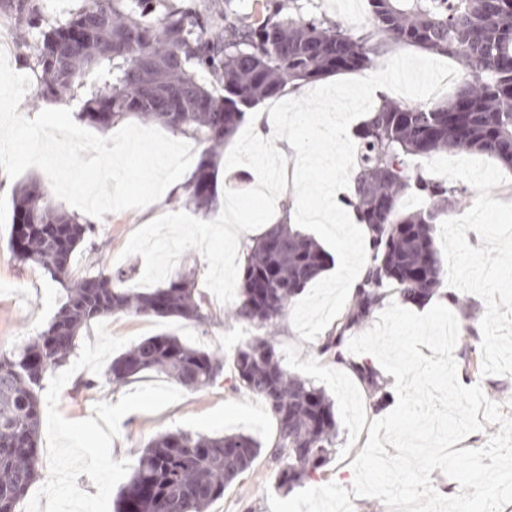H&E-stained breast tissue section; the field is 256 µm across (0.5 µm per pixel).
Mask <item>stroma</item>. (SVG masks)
<instances>
[{"instance_id":"stroma-1","label":"stroma","mask_w":512,"mask_h":512,"mask_svg":"<svg viewBox=\"0 0 512 512\" xmlns=\"http://www.w3.org/2000/svg\"><path fill=\"white\" fill-rule=\"evenodd\" d=\"M305 13L328 15L352 33L368 29V0H302ZM378 70H394L397 88L391 89L393 99L408 103L431 105L448 100L451 89L422 95L410 80L423 71L448 70L460 75L459 64L441 54H432L410 46L388 48L380 57ZM17 180L0 172V352L22 345L38 336L51 322L65 300L62 288L38 265L20 264L8 247L12 224V198ZM172 204L148 205L141 209L105 214L94 220L93 243H82L73 255L72 273L81 277L102 268L133 269L142 273L141 256H124L130 236L145 225L148 217L175 212ZM332 224H305L302 232L317 239L330 255L331 261L320 277L310 283L292 302L287 317L276 332L275 347L284 366L323 388L333 400L338 437L336 453L318 481L280 493L276 488V472L266 459H258L215 501L209 512H319L321 502H342L345 512H388L379 499L353 494L352 462L365 447L373 420L387 415L397 404L396 395L380 405L372 406L364 385L347 365L318 356L317 350L326 332L341 317L355 288L354 282L337 278L342 266L369 262L368 242L355 239L347 216ZM179 267L194 268L198 292L206 296L205 307L211 317L208 324L198 326L175 318L143 320L133 316L108 319V329L116 336L135 335L147 338L163 332L176 333L184 341L200 344L223 352L232 359L236 349L251 339L255 330L246 324L227 318L228 307L204 284L208 267L202 255L187 250L178 261ZM232 369H225L218 381L202 390H184L180 401L158 413L131 412L120 422V432L112 443L113 460L138 462L146 443L157 434L187 431L207 436L227 433H249L262 442H270L276 424L268 414L262 398L235 386ZM156 374L143 380H131L126 386H109L104 376L88 370L74 374L63 387L58 402L61 415L71 421L93 414L97 402L117 403L129 388L139 383H156Z\"/></svg>"}]
</instances>
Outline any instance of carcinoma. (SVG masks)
<instances>
[{"label":"carcinoma","mask_w":512,"mask_h":512,"mask_svg":"<svg viewBox=\"0 0 512 512\" xmlns=\"http://www.w3.org/2000/svg\"><path fill=\"white\" fill-rule=\"evenodd\" d=\"M372 30L354 36L326 15L307 18L298 0H264L238 12L232 0H199L185 9L167 0H88L34 43L41 14L29 0H5L19 44L39 70L34 99L49 106L75 90L81 118L101 132L129 116L165 125L203 145L174 203L208 212L219 206L224 145L247 111L298 81L372 68L389 45L445 54L461 65L444 105L385 102L361 125L350 205L371 229V263L318 354L345 362L347 335L383 305L394 285L409 299L437 294L444 270L433 224L455 211L464 189L427 179L413 159L465 148L512 167V0H368ZM416 192L429 207L404 211ZM91 224L53 206L37 181L13 198L8 246L21 264L39 265L66 294L37 338L0 354V512H21L39 477L40 392L65 365L82 330L112 316L175 317L203 324L205 300L184 271L148 291L130 288L125 271L70 277L76 248ZM327 253L289 224H272L245 253L240 300L229 315L264 331L238 347L234 379L261 397L276 422L265 445L246 434L165 432L145 446L114 512H207L260 458L278 467L279 488L317 480L336 453L334 402L312 381L289 372L273 334L293 298L326 265ZM351 368L378 406L386 382L368 362ZM157 373L201 390L224 374V354L174 334L148 337L117 356L106 382L121 386Z\"/></svg>","instance_id":"obj_1"}]
</instances>
